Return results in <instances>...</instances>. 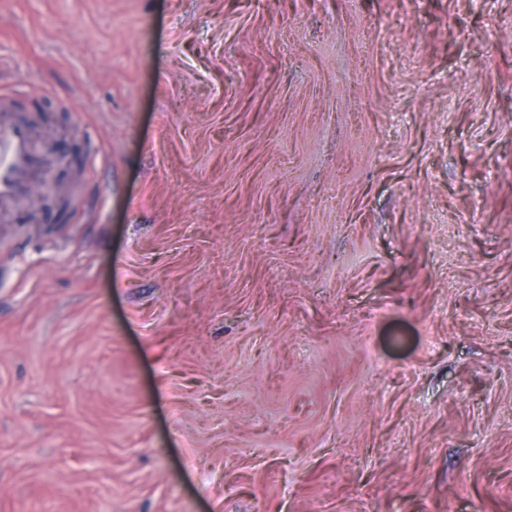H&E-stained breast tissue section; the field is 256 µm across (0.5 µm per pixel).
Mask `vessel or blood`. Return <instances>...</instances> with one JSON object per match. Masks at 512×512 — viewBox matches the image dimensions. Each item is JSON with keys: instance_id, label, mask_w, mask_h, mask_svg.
Segmentation results:
<instances>
[{"instance_id": "1", "label": "vessel or blood", "mask_w": 512, "mask_h": 512, "mask_svg": "<svg viewBox=\"0 0 512 512\" xmlns=\"http://www.w3.org/2000/svg\"><path fill=\"white\" fill-rule=\"evenodd\" d=\"M52 180L42 149L0 92V213L11 212L35 187Z\"/></svg>"}]
</instances>
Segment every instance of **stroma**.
<instances>
[{"mask_svg": "<svg viewBox=\"0 0 512 512\" xmlns=\"http://www.w3.org/2000/svg\"><path fill=\"white\" fill-rule=\"evenodd\" d=\"M1 89L0 512H512V0H0ZM53 182L43 150L31 130L10 108V96L0 92V213L11 212L38 185Z\"/></svg>", "mask_w": 512, "mask_h": 512, "instance_id": "stroma-1", "label": "stroma"}]
</instances>
